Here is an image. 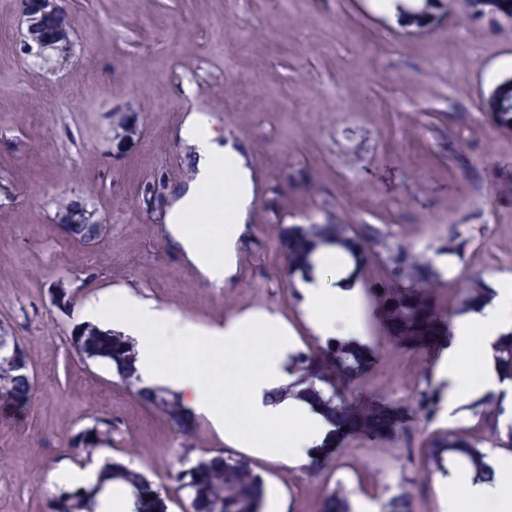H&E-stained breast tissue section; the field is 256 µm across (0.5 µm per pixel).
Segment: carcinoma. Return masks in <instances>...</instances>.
<instances>
[{
	"instance_id": "carcinoma-1",
	"label": "carcinoma",
	"mask_w": 512,
	"mask_h": 512,
	"mask_svg": "<svg viewBox=\"0 0 512 512\" xmlns=\"http://www.w3.org/2000/svg\"><path fill=\"white\" fill-rule=\"evenodd\" d=\"M446 0H422V8L412 9L409 16L415 20L426 19L435 10H446ZM370 244L369 249L361 243ZM336 247L346 252L352 262L350 275L362 280L368 265L377 262L382 267L381 283L396 281L399 287L386 290L372 289L374 302L386 306L388 316L396 320L413 317L414 312L407 300L440 279V273L423 254L405 251L388 239V234L370 224H347L330 217L325 222L293 224L288 228V266L290 274L301 279L312 271L313 255L322 247ZM493 296L492 288L473 282L455 311L460 315L484 297ZM70 342L77 348L83 360L107 365L121 380L136 390L138 398L163 415L184 433L196 426L192 415L182 406L177 395L164 388L139 386L140 378L135 368L134 344L119 332L104 330L86 323L82 335L72 334ZM15 353L28 360L27 351L14 332L0 324V412H6L14 420L24 419L33 400V390L27 378L6 361L4 356ZM327 364L320 365L303 351L291 356L298 380L284 389L276 390L278 396L296 397L317 407L335 424L342 422L346 400L342 394L340 374L359 370L366 345L354 338H329L322 347ZM501 369L512 374V334L503 338L497 349ZM418 404L426 418L433 420L440 402V389L426 383L417 392ZM479 408V426L496 434L500 433L501 409L496 398L487 396L474 403ZM101 430L86 438L75 449V457L91 459L99 449L109 447L113 435L119 434L117 423L107 418L100 420ZM473 437L459 431L442 433L433 438L426 452L434 455L440 451L450 455H464L474 470L485 466L481 457L472 451ZM180 489L187 492L192 512H261L264 501V480L248 463L232 456L216 455L200 458L174 476ZM120 483L130 490L131 512H168L166 498L159 488L143 472L117 460L107 459L97 470L95 481L54 495L48 505H57L58 512H102L112 485Z\"/></svg>"
}]
</instances>
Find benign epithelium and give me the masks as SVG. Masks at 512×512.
<instances>
[{
    "mask_svg": "<svg viewBox=\"0 0 512 512\" xmlns=\"http://www.w3.org/2000/svg\"><path fill=\"white\" fill-rule=\"evenodd\" d=\"M22 14L27 27L23 50L28 55L42 56L51 50L66 57L71 49L72 27L64 0H21ZM472 13L493 14L502 8V0H469ZM497 108L501 112L509 111L508 103L512 101V84H501L494 92ZM57 222L62 232L70 236L79 224H95L98 233L92 242H97L105 231V225L96 218V212L87 208L80 200L72 199L69 205L57 210ZM413 309L415 317L410 321H393L386 319L390 330L402 336H416L428 330V318L436 316V311L429 297H417Z\"/></svg>",
    "mask_w": 512,
    "mask_h": 512,
    "instance_id": "benign-epithelium-1",
    "label": "benign epithelium"
}]
</instances>
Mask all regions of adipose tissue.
<instances>
[{
	"label": "adipose tissue",
	"mask_w": 512,
	"mask_h": 512,
	"mask_svg": "<svg viewBox=\"0 0 512 512\" xmlns=\"http://www.w3.org/2000/svg\"><path fill=\"white\" fill-rule=\"evenodd\" d=\"M179 137L191 149L195 171L169 209L166 229L205 277L225 283L236 274L237 246L250 225L256 179L244 144L221 138L204 115H188ZM218 196L224 204L216 208L212 201ZM203 214L213 226L220 252H213L193 231L196 218ZM350 268L346 256L326 248L315 255L311 276L298 281L305 319L316 335L361 336L362 285L350 278ZM86 315L101 328L120 329L134 342L142 386L176 393L191 414L208 419L233 447L272 462L302 467L310 460L311 448L336 435L333 425L306 403L274 397V390L287 387L296 375L289 365L293 335L270 315L250 314L203 336L177 316L126 296L88 305ZM511 333L512 289L508 287L497 289L490 301L453 320L437 372L445 385L449 411L494 394L502 409L501 426L512 424V379L499 371L496 361L502 337ZM194 335L200 336L210 354L209 371L204 376L170 366L163 354L183 337ZM229 351L249 360L241 401L236 405L221 403L214 395L215 385L224 380V355ZM289 418L298 420L299 428L283 427V420ZM452 485L463 487L470 502L489 506L491 512H512V457L494 453L491 469L480 480L466 472H454L448 484L439 487L443 512H461L460 501L448 492Z\"/></svg>",
	"instance_id": "adipose-tissue-1"
}]
</instances>
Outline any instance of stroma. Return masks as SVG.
<instances>
[{
	"instance_id": "1",
	"label": "stroma",
	"mask_w": 512,
	"mask_h": 512,
	"mask_svg": "<svg viewBox=\"0 0 512 512\" xmlns=\"http://www.w3.org/2000/svg\"><path fill=\"white\" fill-rule=\"evenodd\" d=\"M67 61L38 66L22 50L19 0H0V323L24 344L36 377L24 420L0 416V512H46L67 489L59 469L93 473L116 458L162 489L168 512H191L174 480L184 458L232 449L205 418L183 435L68 336L83 305L123 292L199 328L252 312L278 318L297 349L319 353L282 241L291 224L327 216L371 224L431 260L445 245L455 269L430 295L451 317L466 283L512 280V130L493 92L512 79V18H449L425 36L375 0H66ZM140 134L117 138L113 113ZM244 143L256 174L252 227L234 281L205 278L169 242L162 213L193 174L177 134L188 114ZM75 197L103 218L95 245L60 232L54 201ZM75 278L73 303L52 300ZM359 372L346 376L350 414L321 470L249 457L285 512H322L339 492L370 512L410 485L409 512H441L445 471L424 447L436 430L477 422L415 399L444 350L391 335L363 300ZM97 417L121 437L92 461L72 458L73 432Z\"/></svg>"
}]
</instances>
